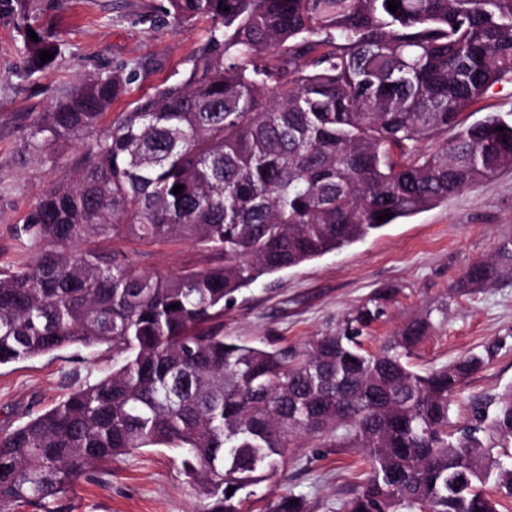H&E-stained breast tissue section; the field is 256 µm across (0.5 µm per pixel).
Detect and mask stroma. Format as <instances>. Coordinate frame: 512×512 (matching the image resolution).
<instances>
[{"label": "stroma", "instance_id": "obj_1", "mask_svg": "<svg viewBox=\"0 0 512 512\" xmlns=\"http://www.w3.org/2000/svg\"><path fill=\"white\" fill-rule=\"evenodd\" d=\"M165 0H28L30 23L66 43V52L41 75L27 76L23 37L11 12L0 13V265L32 263L37 250L17 236L40 192L60 181L80 145L64 147L56 166L35 160L23 133L33 115L88 74L125 63L129 91L112 108L128 111L153 88L185 78L203 48L209 20L189 25L155 21ZM496 114L512 122V83L495 85L461 117L471 124ZM512 238V168L450 196L377 235L299 267L285 270L238 296L224 311V335L257 346L298 344L343 327L362 308L373 317L363 334L375 352L421 311L442 307L444 320L417 347L412 365L426 371L501 343L497 356L458 392L451 420L467 424L477 402L512 387V277L469 293L452 291L469 264L489 258ZM136 271L171 275L204 267L205 254L188 242L143 245L117 241ZM112 369L102 348L75 345L55 355L0 367V428L61 401ZM364 471L354 452L302 447L288 451V468L261 484L252 512H266L282 493L304 496L312 512H339ZM76 512H196L181 457L145 448L101 466L95 480L75 487Z\"/></svg>", "mask_w": 512, "mask_h": 512}]
</instances>
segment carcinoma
Instances as JSON below:
<instances>
[{"label": "carcinoma", "instance_id": "carcinoma-1", "mask_svg": "<svg viewBox=\"0 0 512 512\" xmlns=\"http://www.w3.org/2000/svg\"><path fill=\"white\" fill-rule=\"evenodd\" d=\"M395 3L166 0V20L212 21L185 79L104 127L132 80L118 64L31 120L24 147L40 161L71 142L84 153L24 219L34 263L0 266V366L80 344L112 352V371L0 432V512H74L77 481L158 447L180 450L199 512H243L305 439L361 451L365 478L341 512H500L512 500V388L476 405L470 425L449 422L451 397L496 345L418 372L432 313L371 353L368 309L298 345L224 338V309L262 278L512 167V124L459 120L512 80V0ZM14 11L27 73L40 74L53 63L40 52L58 58L66 43L30 39L27 0ZM118 237L190 242L213 262L138 273L92 247ZM509 274L512 239L455 288ZM267 512L311 508L286 493Z\"/></svg>", "mask_w": 512, "mask_h": 512}]
</instances>
